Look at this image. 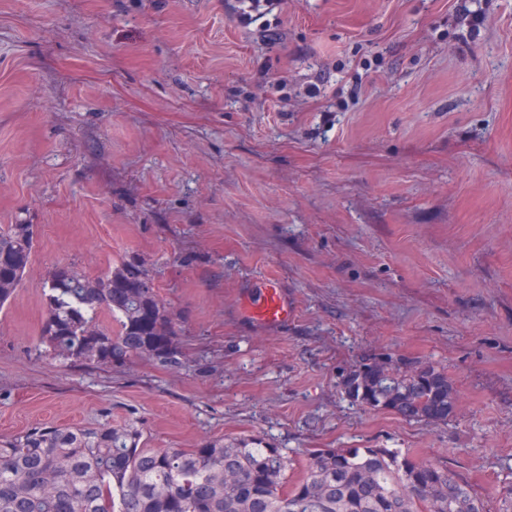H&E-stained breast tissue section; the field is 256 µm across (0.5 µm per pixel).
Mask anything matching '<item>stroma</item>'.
I'll return each instance as SVG.
<instances>
[{"label": "stroma", "mask_w": 512, "mask_h": 512, "mask_svg": "<svg viewBox=\"0 0 512 512\" xmlns=\"http://www.w3.org/2000/svg\"><path fill=\"white\" fill-rule=\"evenodd\" d=\"M0 0V227L35 225L0 307V439L136 423L150 448H403L499 512L512 487V0ZM288 82V101L262 87ZM318 85L316 95L307 88ZM145 261L178 362L45 353L55 264ZM273 278L287 326L246 317ZM444 368L448 422L353 403L338 372ZM237 5L230 7L234 18L241 24L250 25L254 21L273 13L282 4L283 0H236ZM248 4L246 8L241 7ZM262 7V8H261ZM256 13V15H253Z\"/></svg>", "instance_id": "1"}]
</instances>
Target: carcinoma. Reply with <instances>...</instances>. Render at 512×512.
<instances>
[{
    "label": "carcinoma",
    "instance_id": "1",
    "mask_svg": "<svg viewBox=\"0 0 512 512\" xmlns=\"http://www.w3.org/2000/svg\"><path fill=\"white\" fill-rule=\"evenodd\" d=\"M31 224L0 228V307L21 285ZM40 344L61 360L119 365L140 355L172 365L177 331L145 262L131 257L89 278L56 265L44 283ZM109 312L112 334L98 318ZM354 402L405 420L446 422L457 391L445 370L370 356L341 374ZM282 448L209 440L148 448L134 424L44 426L0 440V512H484L446 467L400 448H317L288 483Z\"/></svg>",
    "mask_w": 512,
    "mask_h": 512
}]
</instances>
